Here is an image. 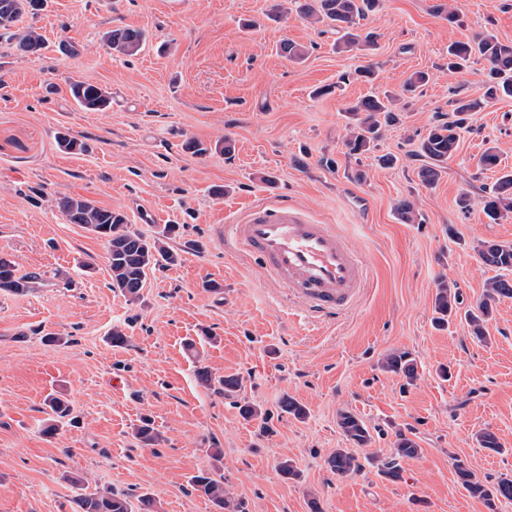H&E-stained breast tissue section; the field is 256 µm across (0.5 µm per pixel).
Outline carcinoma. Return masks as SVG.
I'll return each mask as SVG.
<instances>
[{
    "mask_svg": "<svg viewBox=\"0 0 512 512\" xmlns=\"http://www.w3.org/2000/svg\"><path fill=\"white\" fill-rule=\"evenodd\" d=\"M42 0H0V32L17 39L20 50L36 54L43 44V38L33 28L17 29L18 22L27 14H36ZM299 13L312 23L327 24L340 34L337 47L350 51L368 50L374 46V35H365L358 31L357 18L365 11H372L379 5V0H297ZM144 41L141 31L133 28H118L106 33V42L112 52L122 56L137 54ZM279 53L290 61L298 62L305 56L304 47L283 41ZM451 68L463 67L471 57L482 58L488 67L487 81L481 95L454 101V120L436 123L427 129L421 138L418 156L424 159L419 166L418 178L425 186L433 185L448 169V160L456 153L460 132L466 128L469 117L480 112L492 101L501 97L512 98V43L498 40L492 35H485L471 43L456 42L448 48ZM69 90L75 101L88 111H105L111 100L105 90L97 84L74 80ZM396 97L380 99L366 96L350 108L355 123L349 128L345 146L351 155H361L370 150L371 145L381 136V129L398 121L393 105ZM58 148L69 153L86 150L84 142L67 133L57 136ZM59 209L72 224H80L97 237L103 239L107 248V262L111 273L110 288L134 300L139 297L148 272L165 263L175 265L179 261L176 253L167 246L165 239L175 232L176 227L165 226L153 237H147L127 223L125 215L117 210L99 207L91 201L78 197L63 196L57 199ZM396 212L401 222L418 224L419 212L415 203L407 198L398 200ZM482 212L491 221L496 222L512 214V171L504 172L483 195ZM482 264L490 269H512V244L481 242L475 247ZM36 274H19L15 266L0 257V292L22 295L32 291L38 283ZM500 298H512V279L504 275L489 278L484 283V299L476 310H469L465 319L471 335L478 339L486 338L485 323L492 314V302ZM460 292L456 285L441 281L434 297V321L445 326L459 312ZM380 367L405 378L411 385L419 376L418 364L406 351H394L386 355ZM199 381L205 386L218 385L224 393L233 394L241 389L242 382L235 375L214 377L209 370L202 368L198 372ZM47 414L53 424L45 432L50 433L57 424L71 420L73 409L69 401L58 395L46 399ZM282 412L303 420L307 408L292 397H285L280 402ZM337 425L346 440L363 446L371 441L368 426L359 416L351 411H342L337 416ZM133 438L144 446H155L161 441V435L152 420L143 417L132 430ZM476 440L480 447L492 452L502 451L498 436L490 431L480 432ZM421 449L418 443L403 432L396 434L394 456L378 464V470L390 478L400 476L398 460L418 456ZM330 469L345 476L361 469L358 459L346 448H338L328 458ZM456 475L461 486L469 496L484 502L490 512H495L496 503L505 499L512 501V478L502 476L495 485L488 486L461 462L455 465ZM191 483L199 495L208 500L215 512H245L242 501L235 499L224 488V476L210 469H201L192 476ZM72 503V512H161L160 503L148 493L134 496L118 492L110 487L97 489L92 493L76 495Z\"/></svg>",
    "mask_w": 512,
    "mask_h": 512,
    "instance_id": "cac0c4a2",
    "label": "carcinoma"
}]
</instances>
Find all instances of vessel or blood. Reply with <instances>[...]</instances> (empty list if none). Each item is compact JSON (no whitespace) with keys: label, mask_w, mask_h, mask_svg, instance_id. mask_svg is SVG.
I'll list each match as a JSON object with an SVG mask.
<instances>
[{"label":"vessel or blood","mask_w":512,"mask_h":512,"mask_svg":"<svg viewBox=\"0 0 512 512\" xmlns=\"http://www.w3.org/2000/svg\"><path fill=\"white\" fill-rule=\"evenodd\" d=\"M227 234L313 313L350 309L366 286L363 259L335 226L313 222L294 205L255 206L244 223L228 225Z\"/></svg>","instance_id":"1"}]
</instances>
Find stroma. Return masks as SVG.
Returning a JSON list of instances; mask_svg holds the SVG:
<instances>
[{"mask_svg":"<svg viewBox=\"0 0 512 512\" xmlns=\"http://www.w3.org/2000/svg\"><path fill=\"white\" fill-rule=\"evenodd\" d=\"M276 2L46 0L20 22L42 35L41 51L0 38V257L40 276L27 294L0 293V512H71L72 475L91 490L154 494L164 512H212L191 478L213 466L247 512H310L313 500L320 512H491L461 487L456 461L485 481L512 475V298L493 302L484 342L464 318L432 322L439 279L475 308L493 275L476 245L512 243V215L493 223L481 211L497 174L478 165L493 146L512 169V98L473 114L433 186L417 176L427 129L452 120L454 99L481 92L485 63L449 69V44L487 32L512 41V0H447L453 23L436 14L440 0H380L360 20L377 36L365 55L337 51L335 30L296 10L269 19ZM118 27L143 32L137 55L112 54L104 35ZM285 39L306 47L303 61L279 54ZM367 64L371 84L353 77ZM416 71L430 80L399 123L373 151L348 155L349 105L400 92ZM74 79L103 87L110 108L82 109ZM61 132L86 152L60 151ZM190 140L209 153L186 150ZM222 141L230 151L215 150ZM387 153L399 158L390 168L377 162ZM463 193L474 201L467 212L456 204ZM61 196L121 211L148 236L178 225L168 245L179 262L150 272L138 299L113 291L104 240L69 222ZM405 197L420 223L399 220ZM279 201L335 225L364 260L367 286L347 312L317 317L225 241L224 225ZM116 325L120 347L109 341ZM397 349L418 362L412 385L380 367ZM443 365L450 379L438 376ZM201 366L242 377V389L201 385ZM52 393L77 421L48 434ZM286 396L306 406L305 420L281 412ZM245 402L267 420H244ZM344 410L365 421L369 444L348 446L336 423ZM144 416L157 446L132 436ZM484 429L502 452L479 447ZM401 431L421 453L391 480L377 463ZM346 446L362 468L340 477L326 460ZM286 458L299 480L280 476Z\"/></svg>","mask_w":512,"mask_h":512,"instance_id":"obj_1","label":"stroma"}]
</instances>
